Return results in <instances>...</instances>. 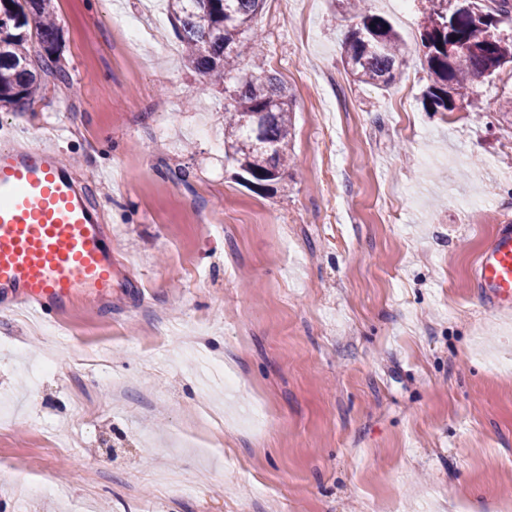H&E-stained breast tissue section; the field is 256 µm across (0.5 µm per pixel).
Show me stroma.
<instances>
[{
    "label": "stroma",
    "mask_w": 512,
    "mask_h": 512,
    "mask_svg": "<svg viewBox=\"0 0 512 512\" xmlns=\"http://www.w3.org/2000/svg\"><path fill=\"white\" fill-rule=\"evenodd\" d=\"M147 3L54 0L80 90L0 110L54 128L113 274L57 325L0 306V512H512V312L473 273L512 219V67L482 117L429 112L424 0L386 88L347 73L337 0H265L293 162L255 193L201 131L229 80L124 57L112 21Z\"/></svg>",
    "instance_id": "stroma-1"
}]
</instances>
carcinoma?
<instances>
[{"label":"carcinoma","instance_id":"obj_1","mask_svg":"<svg viewBox=\"0 0 512 512\" xmlns=\"http://www.w3.org/2000/svg\"><path fill=\"white\" fill-rule=\"evenodd\" d=\"M52 0H0V107L33 103L45 78L69 82L59 64L60 29ZM180 39L194 69L203 76L234 80L233 112L225 128L231 158L240 179L261 189L283 177L290 155L292 107L284 87L261 66L246 73L239 67L258 41L257 21L264 0H168ZM343 12L357 19L344 38V63L358 82L388 86L396 80L408 54L404 39L390 22L375 14L366 0H339ZM421 46L430 84L424 92L434 112H448L449 90L487 79L512 65V38L489 30L490 20L512 18V0H481L479 7L448 11V0H426ZM464 47L448 58V36ZM43 54L31 55L32 39Z\"/></svg>","mask_w":512,"mask_h":512}]
</instances>
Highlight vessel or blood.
<instances>
[{
  "label": "vessel or blood",
  "instance_id": "vessel-or-blood-1",
  "mask_svg": "<svg viewBox=\"0 0 512 512\" xmlns=\"http://www.w3.org/2000/svg\"><path fill=\"white\" fill-rule=\"evenodd\" d=\"M101 210L49 137L32 144L0 132V298L48 320L76 288L112 296V254ZM474 277L490 310L512 309V231H499L478 256Z\"/></svg>",
  "mask_w": 512,
  "mask_h": 512
}]
</instances>
